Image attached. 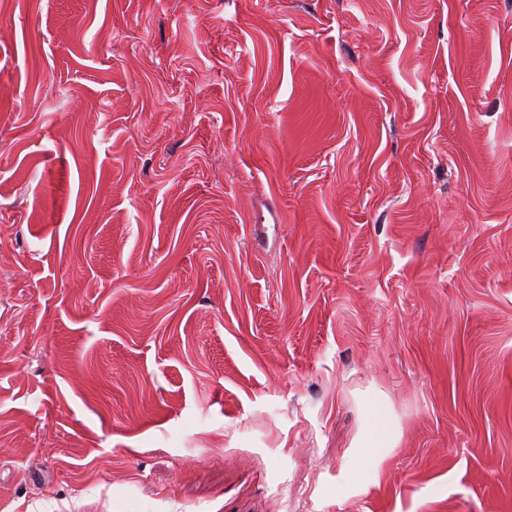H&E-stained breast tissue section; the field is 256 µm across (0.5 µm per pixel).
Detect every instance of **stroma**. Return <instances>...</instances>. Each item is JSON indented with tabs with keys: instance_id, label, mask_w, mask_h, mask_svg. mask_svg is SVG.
<instances>
[{
	"instance_id": "1",
	"label": "stroma",
	"mask_w": 512,
	"mask_h": 512,
	"mask_svg": "<svg viewBox=\"0 0 512 512\" xmlns=\"http://www.w3.org/2000/svg\"><path fill=\"white\" fill-rule=\"evenodd\" d=\"M0 512H512V0H0ZM396 434H391L382 420H377L372 431L361 437L359 447L368 448L371 458L380 464L385 456V449L392 448L396 444Z\"/></svg>"
}]
</instances>
